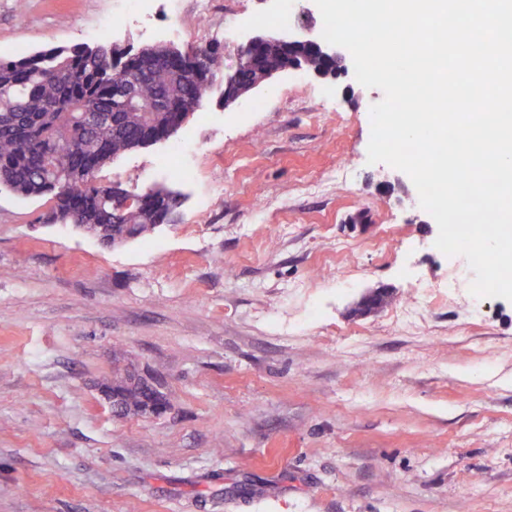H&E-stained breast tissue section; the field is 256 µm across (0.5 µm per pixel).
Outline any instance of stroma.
I'll list each match as a JSON object with an SVG mask.
<instances>
[{"label":"stroma","instance_id":"1","mask_svg":"<svg viewBox=\"0 0 512 512\" xmlns=\"http://www.w3.org/2000/svg\"><path fill=\"white\" fill-rule=\"evenodd\" d=\"M15 2L2 58L289 28L279 0H27L22 19ZM383 98L350 62L228 109L214 85L98 172L184 197L178 223L123 246L0 186V512H512V302L473 296L409 176L368 163ZM179 145L188 179L159 166ZM376 288L383 306L352 315ZM117 368L170 409L116 418Z\"/></svg>","mask_w":512,"mask_h":512}]
</instances>
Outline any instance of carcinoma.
I'll return each instance as SVG.
<instances>
[{"label": "carcinoma", "instance_id": "obj_1", "mask_svg": "<svg viewBox=\"0 0 512 512\" xmlns=\"http://www.w3.org/2000/svg\"><path fill=\"white\" fill-rule=\"evenodd\" d=\"M268 56L255 50L240 69L258 82ZM224 52L194 47L179 64L156 49L143 57L111 43H78L0 59V184L23 197H47L44 224H78L106 246L123 245L173 223L181 194L146 197L131 206L95 174L115 157L167 135L179 112H198ZM120 418L161 415L168 394L131 385L123 369L104 383Z\"/></svg>", "mask_w": 512, "mask_h": 512}]
</instances>
